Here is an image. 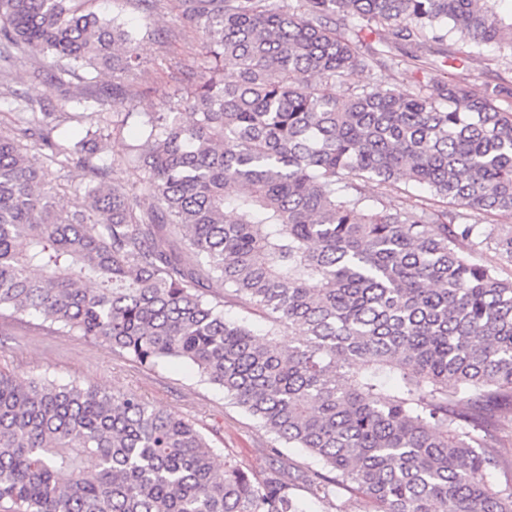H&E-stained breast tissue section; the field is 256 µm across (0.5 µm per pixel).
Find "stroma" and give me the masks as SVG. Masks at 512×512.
Wrapping results in <instances>:
<instances>
[{"label":"stroma","mask_w":512,"mask_h":512,"mask_svg":"<svg viewBox=\"0 0 512 512\" xmlns=\"http://www.w3.org/2000/svg\"><path fill=\"white\" fill-rule=\"evenodd\" d=\"M86 7L105 18H118L141 34L137 46L140 69L125 81L126 109L166 111L178 89L187 83L183 65L196 64L202 57L199 32L182 23L174 0H161L149 11L143 10L138 0H88ZM426 48L435 61L433 69L422 73L401 65L361 70L349 83L336 86L337 99L345 100L353 88L363 85L397 86L416 93L430 82H490L512 73V58L492 47L483 48L464 70L446 61V54L464 48L454 35L442 44L427 43ZM43 66L42 56L36 55L11 67L8 84L0 86V113L9 111L16 93L41 101L54 112L64 111L63 96L81 95L83 86L78 82L63 94L49 79L34 80L33 72ZM0 370L20 383L45 376L114 394L136 392L195 422L209 439L216 461L228 457L256 473L269 467L270 435L241 408L225 400L220 389L202 381L191 367L173 364L148 370L94 340L60 333L37 317L15 320L5 316L0 318Z\"/></svg>","instance_id":"obj_1"}]
</instances>
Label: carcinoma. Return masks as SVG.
<instances>
[{
    "mask_svg": "<svg viewBox=\"0 0 512 512\" xmlns=\"http://www.w3.org/2000/svg\"><path fill=\"white\" fill-rule=\"evenodd\" d=\"M175 2L205 36L207 77L165 112H125L94 73L139 66L133 33L82 0H0V57L41 55L58 90L87 89L54 118L10 102L0 313L148 369L194 366L273 435L271 467L215 464L193 421L134 392L0 371V512H302L296 490L340 483L369 512H512L486 434L512 415V80L334 94L395 63L359 56L354 19L423 71V41L450 33L512 52V16L499 0ZM90 107L76 141L67 125ZM126 127L133 180L116 184L95 142ZM53 166L83 173L77 209L41 192ZM399 183L433 202L388 198ZM233 305L265 314L264 334Z\"/></svg>",
    "mask_w": 512,
    "mask_h": 512,
    "instance_id": "carcinoma-1",
    "label": "carcinoma"
}]
</instances>
